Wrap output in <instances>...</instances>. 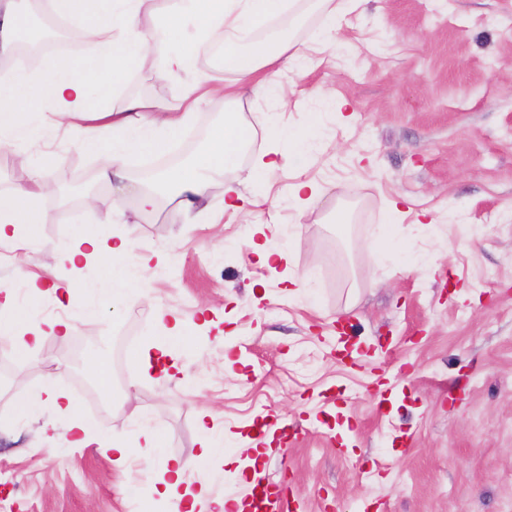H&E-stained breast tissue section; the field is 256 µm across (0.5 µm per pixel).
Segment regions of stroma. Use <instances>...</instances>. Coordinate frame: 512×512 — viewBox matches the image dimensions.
<instances>
[{
	"instance_id": "obj_1",
	"label": "stroma",
	"mask_w": 512,
	"mask_h": 512,
	"mask_svg": "<svg viewBox=\"0 0 512 512\" xmlns=\"http://www.w3.org/2000/svg\"><path fill=\"white\" fill-rule=\"evenodd\" d=\"M328 29L315 0L261 29L290 35L306 63L281 61L274 88H243L248 147L238 174L269 149L275 128L318 125L304 152L282 154L277 169L251 183L259 206H224V180L209 187V209L185 211L176 194L142 207L128 194L112 221L94 200L101 157L46 112L57 159L38 145L0 151V196L42 167L54 191L37 198L39 220L0 245V303L12 298L35 319L70 316V338H46L20 353L0 336L11 380L0 386V472L14 478L0 512H158L166 457L190 461L186 484L211 496L243 495L247 469L212 459L200 467L201 423L262 448L256 470L285 488L287 512H512V0H334ZM34 60H0L40 83L58 56L97 65L76 21L56 23L46 0H27ZM182 78L132 65L107 98L164 100ZM227 102L197 112L177 142L126 159L129 178L173 174L211 143ZM319 189L304 210L289 185ZM399 210L397 247L383 249L384 226ZM432 231H424V224ZM265 224L285 246L289 268L311 273L289 294L281 273L248 245ZM130 240L148 297L113 303V265L94 259L62 274L60 252L88 227ZM65 280L53 295H6L18 273ZM191 320L190 354L172 378L140 374L135 358L157 335L158 309ZM112 371L109 393L96 362ZM53 377L77 405L75 416L131 450L117 468L98 446H67L72 417L27 414L22 400ZM159 433L163 454L145 448L140 426Z\"/></svg>"
}]
</instances>
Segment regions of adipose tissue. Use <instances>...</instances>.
<instances>
[{"instance_id":"adipose-tissue-1","label":"adipose tissue","mask_w":512,"mask_h":512,"mask_svg":"<svg viewBox=\"0 0 512 512\" xmlns=\"http://www.w3.org/2000/svg\"><path fill=\"white\" fill-rule=\"evenodd\" d=\"M138 0H112V13L100 17L91 9L92 0H49L54 14L80 20V36L92 45L99 56L112 64L111 71L99 78L100 88L107 89L121 77L127 65L145 61L157 47H167L159 74H191L194 61L209 51L213 42L224 45V71L236 81L254 80L256 88L270 87L265 76L295 45L288 37L275 41L256 39L265 22L277 19L285 9L284 0H182L177 16H164L151 30H144L137 14ZM30 76L22 70L0 77V149L15 148L40 139L41 128L22 124L19 116L36 109H47L58 123L81 132L84 144L100 152L102 163L98 179L112 189L113 202H120L128 189L123 173L125 157L133 151L150 152L159 144L150 136L161 127L178 135L187 121L212 96L225 94L224 83L198 78L173 104L142 98L127 100L117 112L95 110L87 103V82L78 76L74 63L58 58L50 75L40 84L38 96H31ZM245 148L243 127L236 107L224 113V122L216 127L211 149L196 163L180 169L176 176L177 196L184 207H192L205 194L208 174L224 178V206L239 209L243 194L240 179L231 175L236 157ZM50 186L40 172H33L29 184L16 186L8 201L0 200V243L12 241L14 227L26 223L33 199L48 192ZM131 247L126 239L113 243L102 241L96 231L83 233L77 245L65 255L69 263L104 256L112 260V298L119 301L146 294L141 279L127 271ZM161 336L155 337L136 356V364L145 374L155 373L159 363L171 358V346L186 338L187 323L178 313H158ZM71 332L69 321L58 319L35 321L14 307L0 309V335L10 337L20 352L36 351L44 339L66 338Z\"/></svg>"}]
</instances>
